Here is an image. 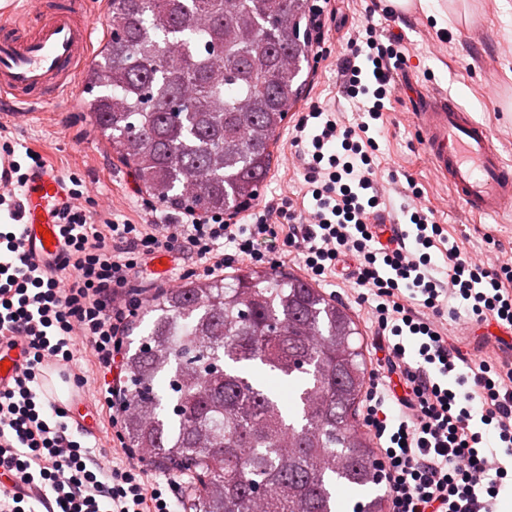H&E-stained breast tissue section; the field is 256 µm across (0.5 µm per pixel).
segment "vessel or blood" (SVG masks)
Wrapping results in <instances>:
<instances>
[{
    "label": "vessel or blood",
    "instance_id": "1",
    "mask_svg": "<svg viewBox=\"0 0 512 512\" xmlns=\"http://www.w3.org/2000/svg\"><path fill=\"white\" fill-rule=\"evenodd\" d=\"M84 5L85 0H39L20 15L0 12V102L50 104L73 90L76 75L91 60L93 25ZM415 122L432 168L467 212L477 217L512 212V165L484 123L455 102L432 99L417 105ZM63 197L57 171L31 173L25 190L27 247L36 257L61 255L52 207ZM40 388L50 405L80 404L77 390L57 369L43 373Z\"/></svg>",
    "mask_w": 512,
    "mask_h": 512
}]
</instances>
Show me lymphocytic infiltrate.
Instances as JSON below:
<instances>
[{
  "label": "lymphocytic infiltrate",
  "mask_w": 512,
  "mask_h": 512,
  "mask_svg": "<svg viewBox=\"0 0 512 512\" xmlns=\"http://www.w3.org/2000/svg\"><path fill=\"white\" fill-rule=\"evenodd\" d=\"M405 53L367 24L349 39L342 60L347 97L367 96L362 121L344 126L335 112L310 103L292 127L314 200L305 223L292 200L252 214L249 223L188 217L168 236L153 225L92 222L81 204L83 181L70 175L69 200L55 212L62 265L36 261L26 249L23 191L43 157L26 149L16 160L0 142V338L21 342L25 364L0 391V467L16 489H0V512H177L160 482L140 466L108 468L68 433L69 409L50 408L38 383L47 363L69 367L78 344L89 347L102 372L121 348L126 310L119 305L144 256L187 246L204 273L238 261L276 268L295 258L322 281L351 262L346 275L358 305H370L376 335L385 340L377 382L368 397L366 427L382 444L380 466L392 512H499L512 486V358H474L450 345L446 324L460 317L512 326V264L485 265L449 245L446 270L430 250L443 229L417 209L394 246L374 248L372 217L382 196L375 186L374 136L394 74Z\"/></svg>",
  "instance_id": "f902f5d3"
}]
</instances>
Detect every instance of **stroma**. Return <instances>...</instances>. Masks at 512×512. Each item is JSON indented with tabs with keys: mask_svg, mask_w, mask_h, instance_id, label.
Instances as JSON below:
<instances>
[{
	"mask_svg": "<svg viewBox=\"0 0 512 512\" xmlns=\"http://www.w3.org/2000/svg\"><path fill=\"white\" fill-rule=\"evenodd\" d=\"M369 3L370 0H330L331 8L337 12L338 30L329 52L310 65L305 97L318 99L344 122H354L355 108L342 93L339 69L349 37L370 21L385 34L401 35L407 62L399 80L409 84L410 90L393 100L384 114L385 134L379 140L375 159L378 180L397 208L403 199L396 191L395 181L412 175L423 203L433 209L445 235L462 252L479 259L499 250L504 258L512 259V214L474 218L454 200L447 183L435 174L423 153L412 98L416 92L428 97L452 96L490 128L495 144L512 161V0H439L448 14L444 23L436 15L418 9L397 21L378 14L371 16L366 12ZM85 96L86 77L81 74L75 90L67 97L36 116L0 123V134L13 141L17 153L34 149L61 175L77 174L98 203V219L121 214L137 224L180 223L179 212L171 208L163 206L153 214L142 209L144 195L138 180L117 160L94 119L81 109ZM283 198L293 199L300 207L312 204L287 125L279 133L272 170L251 209L259 211ZM167 257L163 268L152 256L142 262L125 296L133 310H140L144 301L159 290L178 287L188 271L198 266L196 256L187 249L169 250ZM320 288L341 302L353 317L362 336L366 376L374 378L373 329L366 310L354 301L355 290L333 277L322 282ZM72 369L87 380L81 401L92 414L94 426L85 436L78 428H71V435L83 436L94 460L102 465L128 464L126 453L112 443L111 410L96 401L101 379L91 353L78 354Z\"/></svg>",
	"mask_w": 512,
	"mask_h": 512,
	"instance_id": "obj_1",
	"label": "stroma"
}]
</instances>
